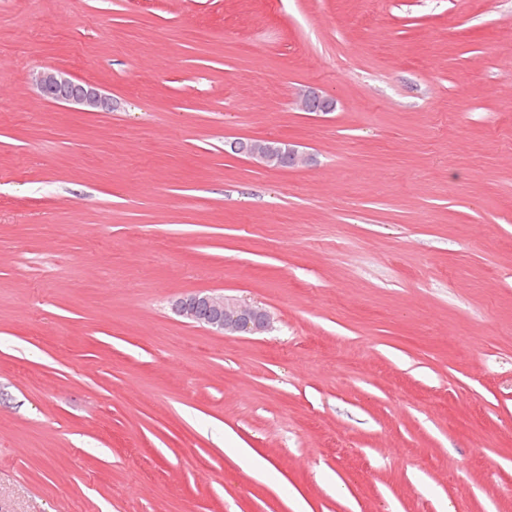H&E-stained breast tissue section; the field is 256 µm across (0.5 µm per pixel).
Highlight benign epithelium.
Segmentation results:
<instances>
[{
	"instance_id": "obj_1",
	"label": "benign epithelium",
	"mask_w": 512,
	"mask_h": 512,
	"mask_svg": "<svg viewBox=\"0 0 512 512\" xmlns=\"http://www.w3.org/2000/svg\"><path fill=\"white\" fill-rule=\"evenodd\" d=\"M35 85L44 99L69 104L82 112L111 109L110 99L96 84L79 81L62 69L39 72L35 76ZM301 103L308 112L334 110L333 99L313 88L303 94ZM229 148L231 153L245 155L264 166L290 168L300 164V154L291 146L286 152L277 154L262 151L246 140H235L229 142ZM173 309L178 315L222 335H253L265 331L270 324V315L264 308L211 291L182 295L173 302Z\"/></svg>"
}]
</instances>
